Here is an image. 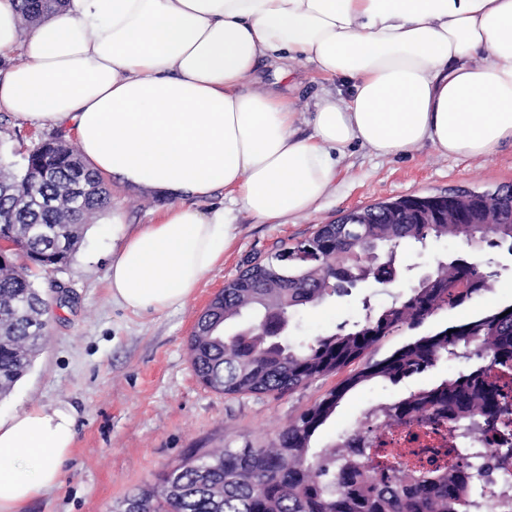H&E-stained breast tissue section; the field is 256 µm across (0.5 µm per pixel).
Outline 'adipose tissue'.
<instances>
[{
  "mask_svg": "<svg viewBox=\"0 0 512 512\" xmlns=\"http://www.w3.org/2000/svg\"><path fill=\"white\" fill-rule=\"evenodd\" d=\"M10 55L0 111L73 130L94 170L167 199L106 273L134 314L186 304L234 212L277 223L315 209L349 144L463 159L512 146V0H67L26 29L0 0ZM295 62L320 77L312 101L256 80ZM77 416L66 402L0 415V512L59 485Z\"/></svg>",
  "mask_w": 512,
  "mask_h": 512,
  "instance_id": "ef3b65f1",
  "label": "adipose tissue"
}]
</instances>
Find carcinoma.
Returning <instances> with one entry per match:
<instances>
[{
  "label": "carcinoma",
  "mask_w": 512,
  "mask_h": 512,
  "mask_svg": "<svg viewBox=\"0 0 512 512\" xmlns=\"http://www.w3.org/2000/svg\"><path fill=\"white\" fill-rule=\"evenodd\" d=\"M64 0H18L19 16L33 25ZM112 204L104 179L78 149L55 136L43 141L16 172L0 162V236L19 251L0 261V397L27 372L47 329L49 302L31 268L46 273L66 268L84 239L85 226ZM496 207L504 223L473 224ZM449 216L456 224H442ZM512 251V187L462 190L438 196L405 197L354 210L323 224L304 243L311 259L280 249L249 265L227 283L199 315L188 347L198 379L226 395H282L338 372L402 327H415L445 306L457 307L490 291L489 275L458 258L451 269L425 280L402 299L380 310L366 308L353 327L292 343L281 340L291 313L341 292L340 284L366 273L389 283L394 266L381 253L423 245L451 235L465 243L483 240ZM250 311L254 328L228 335L226 324ZM421 336L389 357L348 375L318 403L281 431L269 448L189 449L153 485L127 495L116 512H468L472 465L431 469L413 475L395 469L367 470L364 434L352 431L332 445L312 446L316 432L350 390L371 381L397 384L420 374L444 356L476 359L474 368L407 397L385 404L388 423L412 416H438L455 424L479 412L487 428L512 409L503 403L488 368L512 370V307L481 313L454 326ZM512 462V454L483 455L484 475Z\"/></svg>",
  "instance_id": "obj_1"
}]
</instances>
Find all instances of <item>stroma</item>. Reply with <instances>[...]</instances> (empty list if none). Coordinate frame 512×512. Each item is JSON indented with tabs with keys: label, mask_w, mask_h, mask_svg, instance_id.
I'll use <instances>...</instances> for the list:
<instances>
[{
	"label": "stroma",
	"mask_w": 512,
	"mask_h": 512,
	"mask_svg": "<svg viewBox=\"0 0 512 512\" xmlns=\"http://www.w3.org/2000/svg\"><path fill=\"white\" fill-rule=\"evenodd\" d=\"M261 81L292 98L311 100L319 88L313 68L295 67L293 76L276 79L273 69ZM53 128L16 122L0 112V162L20 168L39 140L56 136ZM512 184V147L485 158L455 159L431 145L400 157H379L354 144L348 147L332 191L306 215L282 224H267L240 212L223 263L206 275L194 297L165 313L133 314L113 303L104 275L122 238L153 223L162 206L150 194L112 185V208L100 213L66 270L36 283L55 299L52 281L71 292L64 307L52 310L44 345L29 371L0 398V413L29 404L64 401L78 410L76 449L65 465L60 485L26 505L24 512H114L137 487L155 483L159 475L190 448H265L278 433L319 402L342 379L333 373L284 395H225L196 377L188 338L198 316L225 283L247 262L313 236L324 224L351 210L401 197L447 193L451 189L485 190ZM121 213L120 234L112 232V215ZM454 238L431 241L426 248H405L396 282L359 284L343 295L298 309L290 319L289 340L333 331L355 321L364 304L389 305L415 286L437 257L469 253ZM479 260L492 275V289L459 307L439 310L415 329L402 328L381 338L367 359L380 360L414 339L472 316L512 304V252L482 245ZM471 360L441 359L434 367L398 384L369 382L350 391L335 414L316 432L313 444H333L341 430L356 428L369 401H392L466 372Z\"/></svg>",
	"instance_id": "obj_1"
}]
</instances>
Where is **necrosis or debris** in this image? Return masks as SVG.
Here are the masks:
<instances>
[{
    "instance_id": "obj_1",
    "label": "necrosis or debris",
    "mask_w": 512,
    "mask_h": 512,
    "mask_svg": "<svg viewBox=\"0 0 512 512\" xmlns=\"http://www.w3.org/2000/svg\"><path fill=\"white\" fill-rule=\"evenodd\" d=\"M362 424L368 428L372 444L365 464L382 472L395 467L409 473L454 469L473 452L500 447L505 439L512 441V413L501 416L495 433L476 414L462 417L453 426L444 418L420 416L386 425L379 423L371 408Z\"/></svg>"
}]
</instances>
